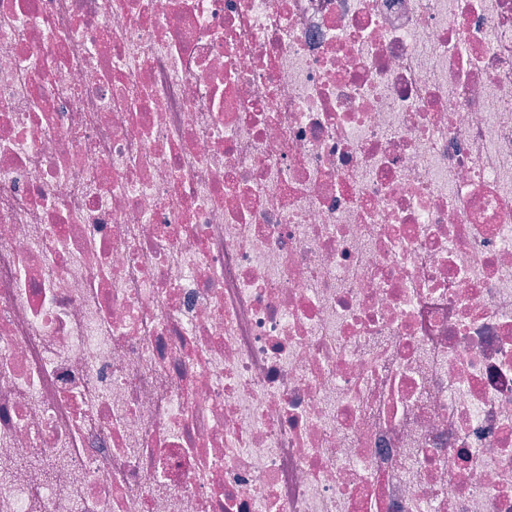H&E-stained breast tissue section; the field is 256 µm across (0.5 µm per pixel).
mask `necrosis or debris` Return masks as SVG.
<instances>
[{
	"label": "necrosis or debris",
	"mask_w": 512,
	"mask_h": 512,
	"mask_svg": "<svg viewBox=\"0 0 512 512\" xmlns=\"http://www.w3.org/2000/svg\"><path fill=\"white\" fill-rule=\"evenodd\" d=\"M0 512H512V0H0Z\"/></svg>",
	"instance_id": "necrosis-or-debris-1"
}]
</instances>
